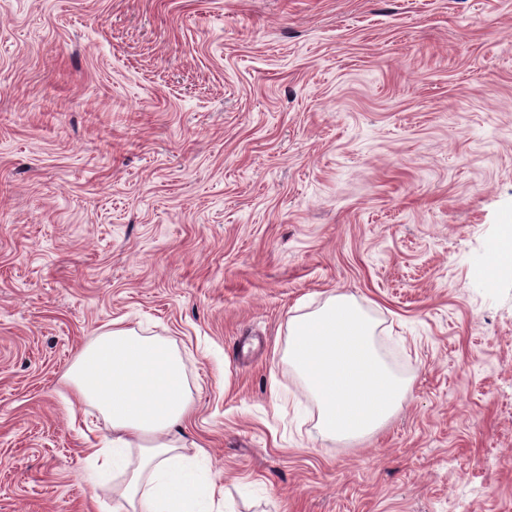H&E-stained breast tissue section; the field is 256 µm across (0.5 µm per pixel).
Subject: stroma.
<instances>
[{"label": "stroma", "mask_w": 512, "mask_h": 512, "mask_svg": "<svg viewBox=\"0 0 512 512\" xmlns=\"http://www.w3.org/2000/svg\"><path fill=\"white\" fill-rule=\"evenodd\" d=\"M511 221L512 0H0V512H112L64 377L116 322L228 512H512ZM339 292L410 389L321 442L284 351ZM494 255L489 269L488 284L493 286L500 273L505 269L512 270V243L511 239L494 242L490 248Z\"/></svg>", "instance_id": "stroma-1"}]
</instances>
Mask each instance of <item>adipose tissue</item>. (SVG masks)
Wrapping results in <instances>:
<instances>
[{"label":"adipose tissue","mask_w":512,"mask_h":512,"mask_svg":"<svg viewBox=\"0 0 512 512\" xmlns=\"http://www.w3.org/2000/svg\"><path fill=\"white\" fill-rule=\"evenodd\" d=\"M68 381L112 426L89 458L121 481L113 512H217L214 481L181 453L192 399L174 349L116 324L82 350Z\"/></svg>","instance_id":"ef3b65f1"}]
</instances>
